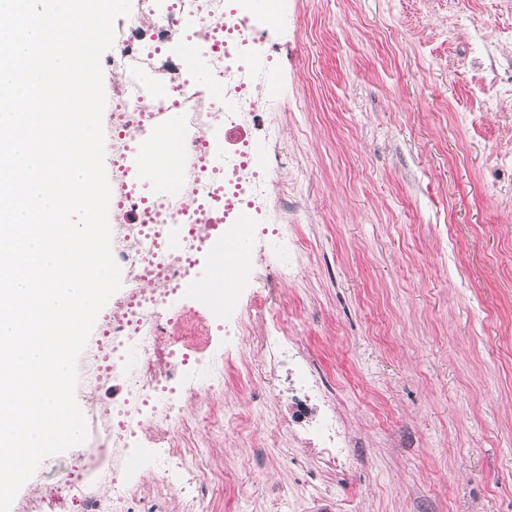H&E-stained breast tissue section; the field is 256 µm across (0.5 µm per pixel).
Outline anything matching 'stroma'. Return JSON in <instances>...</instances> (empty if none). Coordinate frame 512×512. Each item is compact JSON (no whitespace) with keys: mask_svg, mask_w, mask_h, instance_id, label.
I'll return each instance as SVG.
<instances>
[{"mask_svg":"<svg viewBox=\"0 0 512 512\" xmlns=\"http://www.w3.org/2000/svg\"><path fill=\"white\" fill-rule=\"evenodd\" d=\"M280 15L275 64L254 75L277 94L246 134L297 180L258 199L286 234L251 236L234 305L185 299L158 347L161 372L172 347L224 357L223 390L177 398L223 421L192 439L202 512H512V171L494 164L512 100L473 93L512 7L285 0ZM452 16L484 41L448 36ZM159 449L135 438L117 461L140 452L143 501L185 512L184 487L150 469ZM73 454L44 458L11 512Z\"/></svg>","mask_w":512,"mask_h":512,"instance_id":"35a3bbf8","label":"stroma"}]
</instances>
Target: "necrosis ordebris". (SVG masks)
<instances>
[{
  "label": "necrosis or debris",
  "instance_id": "necrosis-or-debris-1",
  "mask_svg": "<svg viewBox=\"0 0 512 512\" xmlns=\"http://www.w3.org/2000/svg\"><path fill=\"white\" fill-rule=\"evenodd\" d=\"M224 0H137L132 19L135 29L150 28L149 40L135 43L120 39L112 54V74L119 83L112 99L108 118L112 145V177L119 202L117 217L123 226L121 243L115 252L128 272L129 291L102 314L92 363L84 372L88 390L99 391L106 386L126 390L123 403L90 402L84 417L92 441L98 450L120 447L128 438L158 436L159 425L153 413L173 415L171 393L174 388L193 392L216 391L224 385V360L212 359L205 368H195L178 386L169 378L160 377L151 368V355L164 339L170 322L166 293L180 273L177 257L158 251L147 235L153 224H162L174 217H186L197 225V206L221 213L225 227H233L240 212L251 210L252 193L260 188L277 190L288 196L291 187L276 179L272 172L255 159L244 137L243 126L236 114L258 107L259 86L249 74L255 60V49L267 32L259 20L243 23L240 28L218 30L225 14ZM185 35L208 43L219 40L212 54L210 77L224 88L223 103L196 95L191 80V63H181L177 72L160 66L159 60L170 39ZM235 60V69H228V60ZM151 72L153 83L139 84L143 72ZM178 108L183 125L173 134L187 155L204 153L217 129L234 134L233 165L224 172V191H213L215 176L211 170L186 167L179 190L163 199H152L149 205L127 208L124 202L131 186L123 168V158L140 140L144 129L158 125L163 112ZM189 421H179L169 431L166 446L153 461V471L163 478L176 475L191 477L198 471L191 449L186 448L185 435L194 430ZM107 480L112 500L120 512H135L137 489L119 471L102 473L86 452H78L70 462L62 484L48 496L28 499L21 512H56L60 500L79 503L81 512H100L94 488Z\"/></svg>",
  "mask_w": 512,
  "mask_h": 512
}]
</instances>
